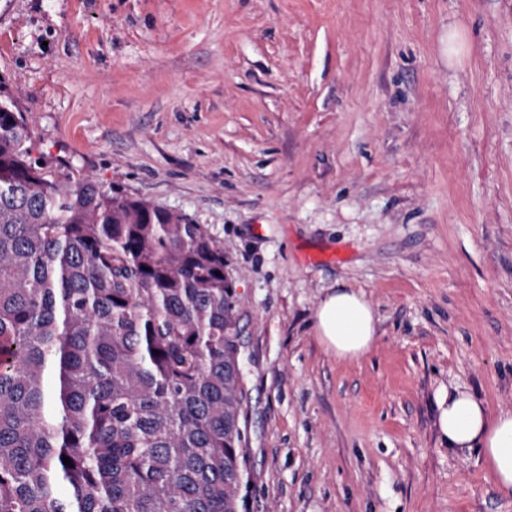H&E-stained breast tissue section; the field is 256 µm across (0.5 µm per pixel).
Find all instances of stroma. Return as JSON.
Returning <instances> with one entry per match:
<instances>
[{"label":"stroma","mask_w":512,"mask_h":512,"mask_svg":"<svg viewBox=\"0 0 512 512\" xmlns=\"http://www.w3.org/2000/svg\"><path fill=\"white\" fill-rule=\"evenodd\" d=\"M0 93L223 246L247 512H512L435 428L444 387L512 406V0H0ZM342 287L352 363L313 326ZM314 330L328 354L349 362L369 354L379 336L374 309L355 288L328 289L315 310Z\"/></svg>","instance_id":"stroma-1"}]
</instances>
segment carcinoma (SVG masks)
<instances>
[{
	"instance_id": "carcinoma-1",
	"label": "carcinoma",
	"mask_w": 512,
	"mask_h": 512,
	"mask_svg": "<svg viewBox=\"0 0 512 512\" xmlns=\"http://www.w3.org/2000/svg\"><path fill=\"white\" fill-rule=\"evenodd\" d=\"M227 267L187 215L35 158L0 99V512H246Z\"/></svg>"
}]
</instances>
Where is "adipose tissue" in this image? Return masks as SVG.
<instances>
[{
    "label": "adipose tissue",
    "instance_id": "1",
    "mask_svg": "<svg viewBox=\"0 0 512 512\" xmlns=\"http://www.w3.org/2000/svg\"><path fill=\"white\" fill-rule=\"evenodd\" d=\"M315 334L325 351L341 361L361 360L376 346L374 309L362 291L331 288L314 313ZM435 427L439 440L458 454L477 453L496 485L512 491V407L490 411L465 391L437 397Z\"/></svg>",
    "mask_w": 512,
    "mask_h": 512
}]
</instances>
